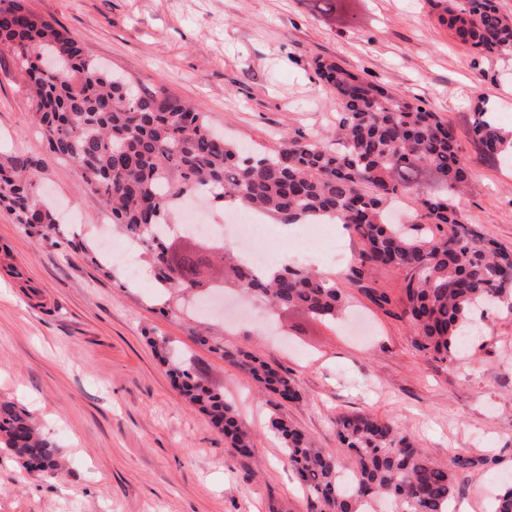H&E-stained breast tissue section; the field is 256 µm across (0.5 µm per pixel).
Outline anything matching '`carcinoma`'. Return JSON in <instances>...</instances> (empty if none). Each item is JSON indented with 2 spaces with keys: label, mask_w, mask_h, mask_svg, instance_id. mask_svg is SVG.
<instances>
[{
  "label": "carcinoma",
  "mask_w": 512,
  "mask_h": 512,
  "mask_svg": "<svg viewBox=\"0 0 512 512\" xmlns=\"http://www.w3.org/2000/svg\"><path fill=\"white\" fill-rule=\"evenodd\" d=\"M356 0H315L325 17L359 22ZM440 24L470 49L488 56L512 53V18L496 0H438ZM0 52L13 54L27 77L33 121L54 157L69 161L81 188L97 196L124 234L147 246L156 284L170 294L203 295L240 288L270 307L299 308L318 320H334L346 307L336 282L314 271L284 266L256 273L228 250L216 253L224 275L204 280L199 267L174 270L170 252L178 238L170 224L178 203L206 192L217 201L236 199L247 208L294 224L327 219L359 238L360 267L404 274L400 317L414 346L441 361L462 352L461 332L470 313L505 305L512 311V249L462 221L455 204L470 176L455 147L452 126L437 113L380 84L317 58L316 72L342 111L327 139L300 132L283 136L278 149L250 153L224 140L203 113L170 94L164 84L135 92L130 82L104 72L64 28L32 12L24 0H0ZM472 138L489 159L512 158V136L488 102L473 108ZM43 159L18 152L0 163V206L43 241H57L60 224L38 210V171ZM428 184L412 224H391L387 212L404 190ZM196 341L249 376L276 400L299 397L288 371L257 356L224 348L208 332ZM154 348L182 398L209 417L235 454L249 458L253 439L232 402L209 385L191 359L161 338ZM336 441L349 459L322 448L273 415L269 430L284 451L315 512H452L455 473L433 460L403 431L369 413L341 414ZM0 450L27 472L55 478L64 470L58 448L30 411L0 397Z\"/></svg>",
  "instance_id": "obj_1"
}]
</instances>
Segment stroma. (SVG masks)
Returning <instances> with one entry per match:
<instances>
[{
    "instance_id": "stroma-1",
    "label": "stroma",
    "mask_w": 512,
    "mask_h": 512,
    "mask_svg": "<svg viewBox=\"0 0 512 512\" xmlns=\"http://www.w3.org/2000/svg\"><path fill=\"white\" fill-rule=\"evenodd\" d=\"M36 14L69 31L90 56L136 80L164 84L190 101L235 143L263 151L286 131L322 134L340 106L316 74L323 57L419 99L455 128L470 167L458 207L465 223L512 248V163L481 156L470 133L484 98L512 127V55L481 56L438 21L434 0H366L367 21L317 14L311 0H26ZM25 76L0 53V158L15 150L43 159L38 184L59 214L107 223L100 200L80 190L71 163L53 157L31 119ZM345 262L320 253L300 267L333 276L347 295V317L326 325L303 311H282L287 341L273 340L260 300L233 291L223 311L190 299L158 297L148 275L127 285L125 272L91 259L98 241L54 245L26 233L0 207V395L43 423L66 462L62 476L22 475L0 451V512H312L281 442L268 428L279 413L318 445H336L338 413L364 411L392 422L435 460L462 454L456 512H488L494 493L512 486V313H476L481 335L467 356L441 362L418 351L393 308L365 294L399 300L403 275L369 273L349 281L361 245L329 225ZM224 326L225 346L287 368L299 399L275 406L217 353L194 342L199 320ZM167 337L237 410L253 438L246 460L232 455L209 418L173 388L151 341Z\"/></svg>"
}]
</instances>
